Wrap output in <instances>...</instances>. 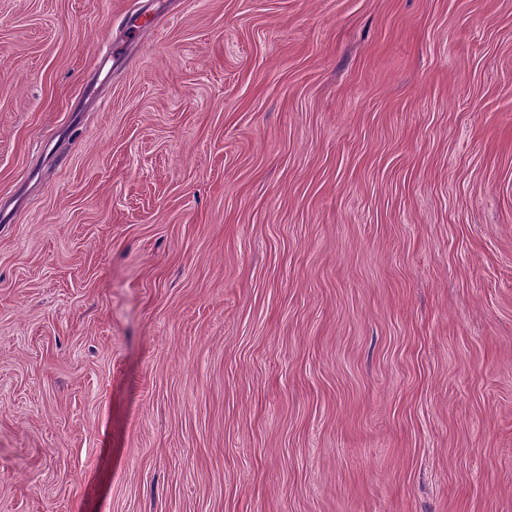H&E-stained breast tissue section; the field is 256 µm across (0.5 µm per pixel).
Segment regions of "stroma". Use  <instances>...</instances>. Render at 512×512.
<instances>
[{
    "label": "stroma",
    "instance_id": "stroma-1",
    "mask_svg": "<svg viewBox=\"0 0 512 512\" xmlns=\"http://www.w3.org/2000/svg\"><path fill=\"white\" fill-rule=\"evenodd\" d=\"M0 512H512V0H0Z\"/></svg>",
    "mask_w": 512,
    "mask_h": 512
}]
</instances>
